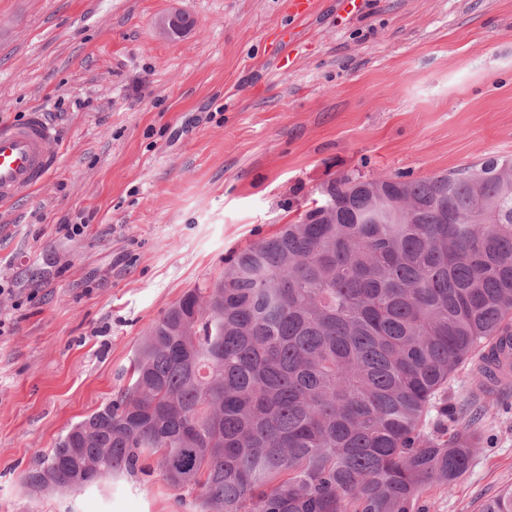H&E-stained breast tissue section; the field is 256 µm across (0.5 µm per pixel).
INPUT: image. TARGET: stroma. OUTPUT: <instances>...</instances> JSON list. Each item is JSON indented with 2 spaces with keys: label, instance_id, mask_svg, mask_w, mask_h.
<instances>
[{
  "label": "stroma",
  "instance_id": "1",
  "mask_svg": "<svg viewBox=\"0 0 512 512\" xmlns=\"http://www.w3.org/2000/svg\"><path fill=\"white\" fill-rule=\"evenodd\" d=\"M191 25L162 34L172 11ZM296 36L283 43L281 31ZM47 112L60 162L0 210V512H200L160 472L31 493V459L113 398L153 324L342 174L512 159V0H0V125ZM84 223L77 237L62 221ZM467 472L423 512L512 488V383L462 368Z\"/></svg>",
  "mask_w": 512,
  "mask_h": 512
}]
</instances>
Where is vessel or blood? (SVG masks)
I'll list each match as a JSON object with an SVG mask.
<instances>
[{
	"instance_id": "1",
	"label": "vessel or blood",
	"mask_w": 512,
	"mask_h": 512,
	"mask_svg": "<svg viewBox=\"0 0 512 512\" xmlns=\"http://www.w3.org/2000/svg\"><path fill=\"white\" fill-rule=\"evenodd\" d=\"M56 134L46 113L29 112L18 124L0 127V206H9L39 188L56 167L50 146Z\"/></svg>"
}]
</instances>
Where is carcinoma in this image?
Masks as SVG:
<instances>
[{
    "mask_svg": "<svg viewBox=\"0 0 512 512\" xmlns=\"http://www.w3.org/2000/svg\"><path fill=\"white\" fill-rule=\"evenodd\" d=\"M328 184L326 220L307 209L155 322L128 386L34 456L30 489L153 458L205 512H420L464 475L477 432L448 382L512 339V162ZM483 512H512V488Z\"/></svg>",
    "mask_w": 512,
    "mask_h": 512,
    "instance_id": "carcinoma-1",
    "label": "carcinoma"
}]
</instances>
